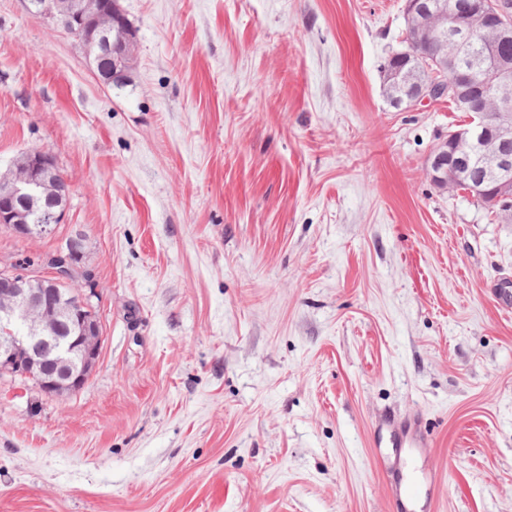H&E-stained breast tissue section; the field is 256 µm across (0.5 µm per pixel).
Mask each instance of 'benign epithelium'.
I'll list each match as a JSON object with an SVG mask.
<instances>
[{"instance_id": "7a95c632", "label": "benign epithelium", "mask_w": 512, "mask_h": 512, "mask_svg": "<svg viewBox=\"0 0 512 512\" xmlns=\"http://www.w3.org/2000/svg\"><path fill=\"white\" fill-rule=\"evenodd\" d=\"M27 13L53 22L72 34L90 20L112 15V30L97 41L80 42L92 62L112 56V82L128 77L133 56V31L118 0H20ZM488 31L495 43L512 39V20L495 12L493 0H470L461 11L446 0L437 9L432 0H407L410 46L428 37V55L403 52L413 59L407 67L397 56L385 71L384 94L397 109L424 101L447 98L470 121L448 133L432 150L427 175L433 185L448 192L467 187L480 201L500 204L502 220L512 221V60L495 52L481 56L487 74L479 87L448 70V58L459 60L474 43L475 35ZM21 173L0 175V225L20 238L45 236L63 223L70 195L68 183L58 174L53 157L39 148L24 154ZM83 242L69 238L65 246L26 269L0 268V375L33 382L43 393L59 396L80 390L88 381L99 356L101 330L92 298L94 291L72 288L83 268Z\"/></svg>"}]
</instances>
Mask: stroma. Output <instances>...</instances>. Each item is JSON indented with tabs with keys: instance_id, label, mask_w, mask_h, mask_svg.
Masks as SVG:
<instances>
[{
	"instance_id": "35a3bbf8",
	"label": "stroma",
	"mask_w": 512,
	"mask_h": 512,
	"mask_svg": "<svg viewBox=\"0 0 512 512\" xmlns=\"http://www.w3.org/2000/svg\"><path fill=\"white\" fill-rule=\"evenodd\" d=\"M106 86L0 0V172L49 152L100 354L73 394L0 377V512H394L373 441L415 421L421 512H512V223L426 176L468 120L393 108L406 0H120Z\"/></svg>"
}]
</instances>
